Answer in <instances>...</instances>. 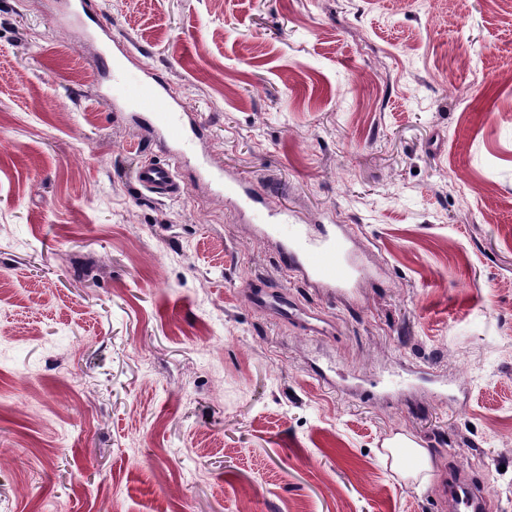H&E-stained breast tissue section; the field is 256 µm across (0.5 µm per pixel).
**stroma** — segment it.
Listing matches in <instances>:
<instances>
[{
	"label": "stroma",
	"instance_id": "obj_1",
	"mask_svg": "<svg viewBox=\"0 0 512 512\" xmlns=\"http://www.w3.org/2000/svg\"><path fill=\"white\" fill-rule=\"evenodd\" d=\"M65 3L0 0V512H440L452 464L512 512V0H99L90 38ZM116 39L198 153L354 225L350 294L288 281L194 159L138 190L172 159L106 95ZM134 179L140 190L158 197L181 195L185 191L169 163L145 162L135 169ZM271 288L263 284L250 287L248 289L250 302L271 310L284 320L300 319L305 315L307 320L302 321L305 330L316 334L322 333V329L311 322V320L321 322L318 316L308 313L298 302L288 300V289H283L287 286ZM396 436V435H395ZM390 436L386 442L393 448H383L382 457L385 461H391V467L404 479L420 480L425 483L428 472L432 470L430 454L427 448L413 443L411 448H402L403 444Z\"/></svg>",
	"mask_w": 512,
	"mask_h": 512
}]
</instances>
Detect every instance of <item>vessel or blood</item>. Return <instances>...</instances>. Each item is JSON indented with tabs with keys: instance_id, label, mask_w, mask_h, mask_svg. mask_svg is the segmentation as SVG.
Here are the masks:
<instances>
[{
	"instance_id": "vessel-or-blood-1",
	"label": "vessel or blood",
	"mask_w": 512,
	"mask_h": 512,
	"mask_svg": "<svg viewBox=\"0 0 512 512\" xmlns=\"http://www.w3.org/2000/svg\"><path fill=\"white\" fill-rule=\"evenodd\" d=\"M114 104L131 103L141 118L158 131L174 151L187 145V125L191 114L168 85L159 80L150 69H140L130 86L121 87L113 97ZM204 177L216 185L227 187L236 197L237 207L247 213L259 210L261 198L247 187L240 176L231 170L212 173L204 170ZM140 190L158 197L182 194L184 191L171 164L148 161L134 171ZM354 229L347 224H322L316 231L303 230L282 243L278 252L284 271L307 285L340 292L364 273L353 259ZM251 303L267 308L279 317L302 319L305 329H312L311 320L303 316L298 302L289 300L286 289H274L260 284L249 288ZM448 487V512H490L492 505L483 487L473 482L466 470L451 475Z\"/></svg>"
}]
</instances>
